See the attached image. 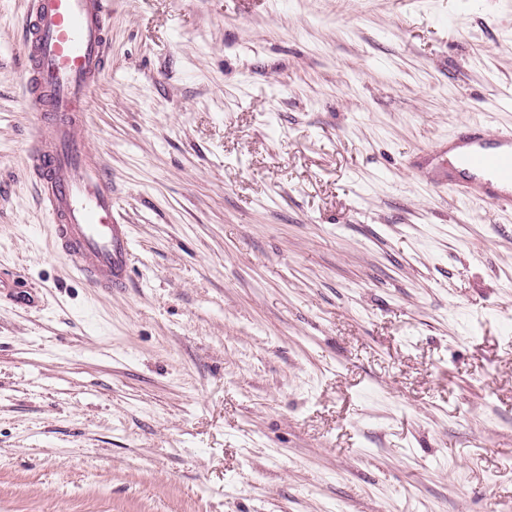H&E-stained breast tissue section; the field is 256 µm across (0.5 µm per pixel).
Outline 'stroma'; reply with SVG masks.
<instances>
[{
  "label": "stroma",
  "mask_w": 512,
  "mask_h": 512,
  "mask_svg": "<svg viewBox=\"0 0 512 512\" xmlns=\"http://www.w3.org/2000/svg\"><path fill=\"white\" fill-rule=\"evenodd\" d=\"M0 0V512H512V211L427 181L512 124V0H112L93 291L27 173Z\"/></svg>",
  "instance_id": "obj_1"
}]
</instances>
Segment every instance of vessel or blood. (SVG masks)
<instances>
[{"label":"vessel or blood","mask_w":512,"mask_h":512,"mask_svg":"<svg viewBox=\"0 0 512 512\" xmlns=\"http://www.w3.org/2000/svg\"><path fill=\"white\" fill-rule=\"evenodd\" d=\"M112 0H29L23 95L32 115L28 168L57 248L90 286L126 287L131 235L120 221L112 179L85 135L89 93L109 69ZM452 174L468 200L512 209V126L469 123L451 143Z\"/></svg>","instance_id":"b4317fda"}]
</instances>
